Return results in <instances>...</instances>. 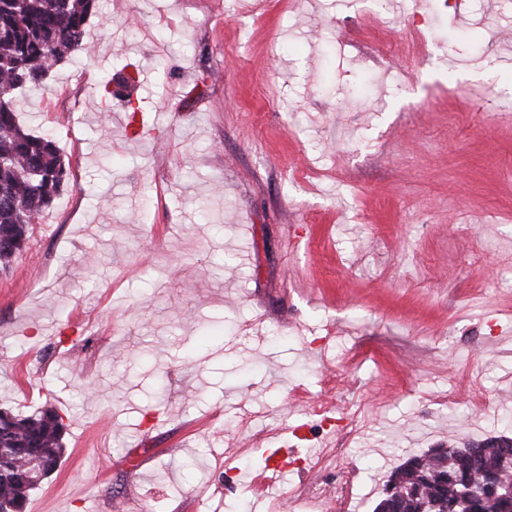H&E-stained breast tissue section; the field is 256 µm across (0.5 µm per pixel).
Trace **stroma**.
Listing matches in <instances>:
<instances>
[{
    "label": "stroma",
    "mask_w": 512,
    "mask_h": 512,
    "mask_svg": "<svg viewBox=\"0 0 512 512\" xmlns=\"http://www.w3.org/2000/svg\"><path fill=\"white\" fill-rule=\"evenodd\" d=\"M87 39L16 96L69 169L0 273V406L67 426L25 512H325L354 467L373 512L512 437V0H97Z\"/></svg>",
    "instance_id": "35a3bbf8"
}]
</instances>
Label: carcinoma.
<instances>
[{
    "mask_svg": "<svg viewBox=\"0 0 512 512\" xmlns=\"http://www.w3.org/2000/svg\"><path fill=\"white\" fill-rule=\"evenodd\" d=\"M95 0H0V272L29 250L33 224L65 186L54 134L19 123L15 93L46 85L86 39ZM66 425L53 408L0 407V506L24 512L30 492L64 457ZM512 438L431 448L408 457L373 512H512Z\"/></svg>",
    "mask_w": 512,
    "mask_h": 512,
    "instance_id": "1",
    "label": "carcinoma"
}]
</instances>
